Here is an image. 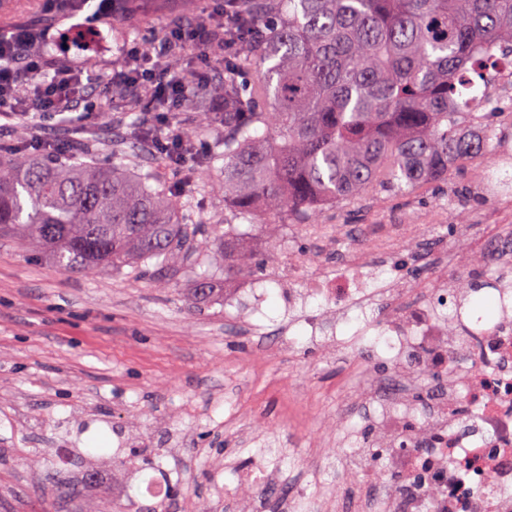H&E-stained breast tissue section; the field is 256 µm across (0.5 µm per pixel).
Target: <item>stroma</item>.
Returning a JSON list of instances; mask_svg holds the SVG:
<instances>
[{"label":"stroma","mask_w":512,"mask_h":512,"mask_svg":"<svg viewBox=\"0 0 512 512\" xmlns=\"http://www.w3.org/2000/svg\"><path fill=\"white\" fill-rule=\"evenodd\" d=\"M150 21L128 40L161 36L174 22H196L188 0H144ZM125 27L121 15L97 24L90 50L54 41L50 58L84 62L106 72L119 60L114 36ZM95 109L83 124L54 119L0 127V141L42 137L112 161L113 142L124 143L142 171L175 185L193 199L194 216L207 231L223 233L224 180L200 165L174 170L164 157L147 153L140 131L166 134L159 121H145L152 106L141 99L127 110L111 91L96 85ZM453 187H425L411 198L364 201L316 212V224H344L354 240L408 219L421 249L397 261L375 258L364 272L369 288L385 287L392 274L431 288L435 268L457 247L458 210L470 212V232L486 240L497 228L487 218L495 198L483 195L472 168L453 178ZM305 224L241 225V243L264 261L262 271L230 279L242 294L192 301L186 290L203 271L198 246H190L177 275L141 273L127 266L96 275L56 267L31 255L22 241L0 237V512H85L100 504L135 512L151 504L143 482L127 463L133 449L150 453L177 497L156 512H236L230 493L237 468L264 455H278L319 482L330 449L351 488L350 452L372 439L369 424L354 407H344L339 388L344 360L385 374L391 358L374 327L377 310H351L340 343L307 341L299 311H287L270 278L293 266L296 281L314 267H343L344 246L325 247ZM266 284L268 295L253 306L245 288ZM109 449L90 459L98 479L86 484L78 467L62 457L65 448L87 450L99 436Z\"/></svg>","instance_id":"stroma-1"}]
</instances>
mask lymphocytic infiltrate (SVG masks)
I'll return each mask as SVG.
<instances>
[{
    "label": "lymphocytic infiltrate",
    "mask_w": 512,
    "mask_h": 512,
    "mask_svg": "<svg viewBox=\"0 0 512 512\" xmlns=\"http://www.w3.org/2000/svg\"><path fill=\"white\" fill-rule=\"evenodd\" d=\"M206 31L203 23L189 29L178 25L154 39L150 51L137 45L125 48L124 63L111 68L107 83L128 88L145 83L152 98L182 105L189 93L207 90L210 64L196 55L185 73H173L166 64L170 45H198ZM48 38L45 29L22 25L0 35V120H47L73 112L84 99L93 74L83 65L56 66L37 51V44Z\"/></svg>",
    "instance_id": "1"
}]
</instances>
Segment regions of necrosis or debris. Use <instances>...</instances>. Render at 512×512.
Segmentation results:
<instances>
[{
  "label": "necrosis or debris",
  "instance_id": "necrosis-or-debris-1",
  "mask_svg": "<svg viewBox=\"0 0 512 512\" xmlns=\"http://www.w3.org/2000/svg\"><path fill=\"white\" fill-rule=\"evenodd\" d=\"M419 240L406 225L372 236L349 250L346 273L317 267L305 287L289 288L288 307L308 297L323 298L335 318L304 316L309 338L336 333L347 313L375 305L378 329L397 358L386 377L373 376L370 388L351 394L354 406H375L376 444L385 453L380 466L368 465L369 451L355 449L349 467L355 476L352 512H512V286L491 291L499 317L480 320L460 306L461 291L438 273L434 290L418 297L413 283L396 277L388 287L361 288L371 259L404 257ZM446 378L423 406L408 393L423 378ZM274 473L260 461L237 473L233 494L240 512H265ZM279 512H334L340 492L324 484L310 497L303 484L276 489Z\"/></svg>",
  "mask_w": 512,
  "mask_h": 512
}]
</instances>
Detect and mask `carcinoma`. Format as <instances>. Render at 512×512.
Listing matches in <instances>:
<instances>
[{
	"instance_id": "obj_1",
	"label": "carcinoma",
	"mask_w": 512,
	"mask_h": 512,
	"mask_svg": "<svg viewBox=\"0 0 512 512\" xmlns=\"http://www.w3.org/2000/svg\"><path fill=\"white\" fill-rule=\"evenodd\" d=\"M235 25L201 44L223 57L224 132L191 163L223 162L224 209L247 224H306L324 206L445 184L512 142V0H224ZM260 75L249 78L254 66ZM185 140L209 133L178 119ZM78 158L0 151V235L67 270L137 264L177 272L186 245L206 250L191 297L219 272L253 269L238 232L216 243L183 217L178 192Z\"/></svg>"
}]
</instances>
